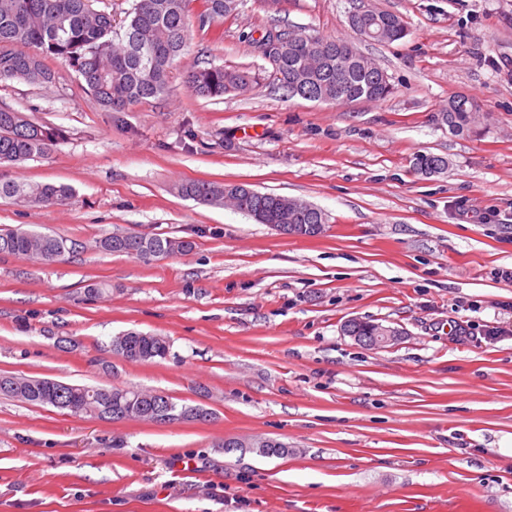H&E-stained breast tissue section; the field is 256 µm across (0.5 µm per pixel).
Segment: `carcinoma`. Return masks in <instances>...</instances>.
Instances as JSON below:
<instances>
[{"label": "carcinoma", "mask_w": 512, "mask_h": 512, "mask_svg": "<svg viewBox=\"0 0 512 512\" xmlns=\"http://www.w3.org/2000/svg\"><path fill=\"white\" fill-rule=\"evenodd\" d=\"M98 0H0V82L22 81L50 86L56 73L45 64L55 56L82 78L85 89L107 112H126L149 98L167 94L168 75L175 60L187 47L193 0H134L116 31L112 13L95 7ZM230 0H201L198 20L213 21L230 14ZM353 29L364 30V38L393 43L407 35L403 19L392 12L373 10L363 17L360 6L350 11ZM280 65L275 79L289 98L344 103L359 99L379 101L393 93L385 71L352 47L349 55L336 49L348 42L298 31L280 32ZM186 84L201 98H221L228 93L245 95L257 84L258 76L246 69L226 68L213 63L196 65L186 71ZM437 121L457 134H476L480 127L478 106L470 97L458 94L448 100L447 115ZM56 134L28 120L23 113L0 109V162L22 164L43 158L52 150ZM446 166V160L432 153H418L413 168L420 174L432 165ZM182 196L202 205L230 206L247 216L262 208L276 216L274 224H286L278 217L282 197L269 193L236 195L224 185L193 181L179 188ZM72 189L65 185L37 184L24 180L0 182V197L19 202L60 205ZM291 206L309 210L308 224H326L327 215L311 203L288 199ZM106 253H124L152 259L186 255L194 242L184 238L144 233L109 234L96 242ZM68 239L21 228H0V253L22 255L34 262L51 264L76 251ZM109 351L128 362L166 358L169 340L157 334L128 331L112 337ZM0 395L29 405L54 406L74 415L121 421L139 419L153 422L155 406L164 407L162 422L206 420L212 416L199 406L178 405L172 398L152 390L88 387L37 377L0 375ZM261 456H286L288 445L270 439L250 444Z\"/></svg>", "instance_id": "1"}]
</instances>
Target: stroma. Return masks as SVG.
<instances>
[{"mask_svg": "<svg viewBox=\"0 0 512 512\" xmlns=\"http://www.w3.org/2000/svg\"><path fill=\"white\" fill-rule=\"evenodd\" d=\"M367 2L407 36L360 39L352 0H240L192 25L167 95L126 112L103 111L54 58L49 87L0 83V108L59 133L47 157L0 163V181L73 189L58 206L0 198V228L79 245L49 265L0 254V374L211 413L113 422L0 396V512H512V283L497 277L512 268V0ZM270 28L355 42L393 95L286 98L252 47ZM203 62L261 80L200 98L185 74ZM460 93L479 136L434 120ZM419 152L446 168L418 174ZM189 181L301 198L328 222L284 235L183 197ZM131 232L194 248L144 260L95 247ZM352 318L401 336L365 348L343 332ZM455 320L468 337L449 336ZM126 331L166 336L169 356L104 351ZM256 438L289 453L223 450Z\"/></svg>", "mask_w": 512, "mask_h": 512, "instance_id": "1", "label": "stroma"}]
</instances>
